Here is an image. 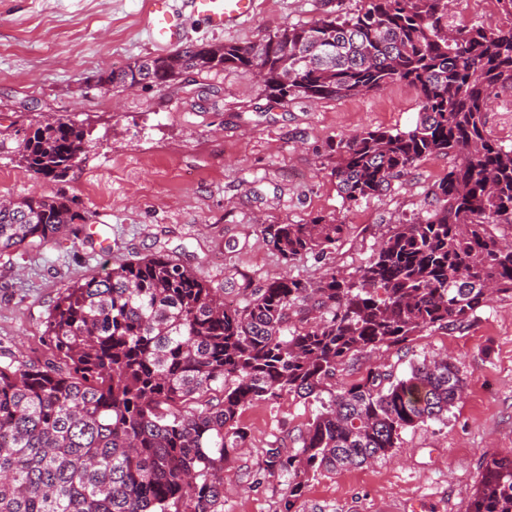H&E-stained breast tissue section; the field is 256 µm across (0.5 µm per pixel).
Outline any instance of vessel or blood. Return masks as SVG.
Here are the masks:
<instances>
[{
	"label": "vessel or blood",
	"mask_w": 512,
	"mask_h": 512,
	"mask_svg": "<svg viewBox=\"0 0 512 512\" xmlns=\"http://www.w3.org/2000/svg\"><path fill=\"white\" fill-rule=\"evenodd\" d=\"M256 9V0H150L148 31L157 47L168 48L178 44L184 36V14L201 18L215 31L232 29L249 18Z\"/></svg>",
	"instance_id": "b4317fda"
}]
</instances>
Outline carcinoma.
Returning <instances> with one entry per match:
<instances>
[{
	"mask_svg": "<svg viewBox=\"0 0 512 512\" xmlns=\"http://www.w3.org/2000/svg\"><path fill=\"white\" fill-rule=\"evenodd\" d=\"M496 3L505 22L450 29L448 0H367L256 42L189 46L99 76L113 88H165L188 70L256 66L283 102L404 82L419 96L414 128L331 145L343 198L380 197L429 156L454 164L434 209L396 225L353 276L331 267L314 282L283 277L228 306L159 253L66 289L45 325L52 360L0 361V512H224V464L247 437L240 412L285 393L322 406L297 450H264L266 469L288 474L282 512H295L309 476L367 464L404 430L448 414L465 380L446 357L403 377L369 369L338 388L333 380L360 352L459 329L492 297L512 299V239L495 233L512 228V146L492 137L486 116L494 92L512 88V0ZM83 152L84 131L57 119L29 134L21 160L55 181ZM87 221L62 196L0 205V255ZM348 230L319 218L266 224L261 235L292 263L333 253ZM467 512H512V455L487 461Z\"/></svg>",
	"mask_w": 512,
	"mask_h": 512,
	"instance_id": "carcinoma-1",
	"label": "carcinoma"
}]
</instances>
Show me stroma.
<instances>
[{
	"instance_id": "stroma-1",
	"label": "stroma",
	"mask_w": 512,
	"mask_h": 512,
	"mask_svg": "<svg viewBox=\"0 0 512 512\" xmlns=\"http://www.w3.org/2000/svg\"><path fill=\"white\" fill-rule=\"evenodd\" d=\"M365 0H257L238 28L215 33L185 20L184 45L248 43L313 21L325 7L352 13ZM149 0H0V199L59 195L89 221L57 240L0 256V351L43 365L45 321L74 282L112 265L162 252L227 299L283 274L315 280L331 266L354 272L381 236L434 205L432 189L453 160L430 156L386 195L340 196L330 146L365 129L405 131L418 120L415 90L394 83L341 100L268 98L245 70L184 73L169 87H102L103 72L163 56L148 36ZM495 0H453L452 28L498 20ZM64 119L86 148L60 181L36 178L20 162L32 125ZM348 224L326 256L285 263L260 233L265 224L315 218ZM450 357L466 380L442 421L406 429L396 448L361 467L310 477L297 512H466L491 455L512 452V300H493L469 326L426 330L405 343L357 356L337 382L366 367L408 373ZM319 402L286 394L246 408L248 437L224 469V512H281L288 479L265 469L263 450L295 439Z\"/></svg>"
}]
</instances>
